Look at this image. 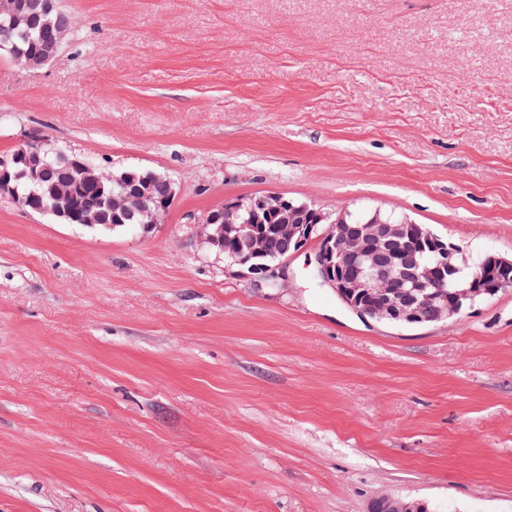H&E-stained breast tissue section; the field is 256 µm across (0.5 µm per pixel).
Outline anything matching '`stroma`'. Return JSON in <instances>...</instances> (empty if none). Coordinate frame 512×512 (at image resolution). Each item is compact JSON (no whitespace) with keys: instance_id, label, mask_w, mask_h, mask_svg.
Wrapping results in <instances>:
<instances>
[{"instance_id":"obj_1","label":"stroma","mask_w":512,"mask_h":512,"mask_svg":"<svg viewBox=\"0 0 512 512\" xmlns=\"http://www.w3.org/2000/svg\"><path fill=\"white\" fill-rule=\"evenodd\" d=\"M0 51V158L37 139L169 178L150 232L0 196V512H512V288L364 319L291 255L204 236L262 193L411 218L512 257V0H60ZM42 0H22L24 11L31 20V27L24 34L18 33L11 27L18 28L22 22L19 14L20 8L15 0H1L0 14L5 13L8 18L0 16V44L5 41L16 42L23 50L32 55L50 56L59 51L57 35L60 30H68L71 23L70 17L58 6L55 0H43L42 9L45 14H50L54 9L51 24L44 25L40 18Z\"/></svg>"}]
</instances>
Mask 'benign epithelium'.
<instances>
[{"label":"benign epithelium","mask_w":512,"mask_h":512,"mask_svg":"<svg viewBox=\"0 0 512 512\" xmlns=\"http://www.w3.org/2000/svg\"><path fill=\"white\" fill-rule=\"evenodd\" d=\"M42 147L36 141H31L21 147L11 158L0 159V193L15 192L10 185L9 169L19 163L34 168L44 161L41 156ZM242 201H227L224 203L226 236L237 240L255 236L258 226L253 224H235L232 217L240 208ZM39 214H51L58 218L69 216L68 205L58 201L41 203L33 207ZM288 236L294 239L295 251L299 252L310 244L316 245L315 273L322 284L333 289L338 298L351 310L366 317L379 321H387L395 325H427L448 319L461 312V308L448 311V297L457 300L474 299L477 296L496 295L500 288L512 278V258L489 253L474 261L472 268L461 271L454 259L460 251V246L439 236L428 228L413 221L406 220L401 224H384L379 218L361 226L346 222L345 215L336 218V223L321 228L319 224H290ZM416 237L428 243L436 260L429 265L413 263L410 268L401 271V282L408 288L406 300L396 304L386 295L385 290H377L378 306L371 312L357 306L351 301L356 292L365 288V283L359 274L364 272L379 283L382 277L377 274L379 245L394 246L404 239ZM232 264L239 267V273L255 279L273 281L275 269L282 267L283 262L276 264L248 265L235 259ZM355 268L356 274L344 275V271ZM453 277V287L456 291L448 294L441 289V284L447 277ZM424 294V299L431 301L437 309L438 317L423 319L416 314L420 307L418 295Z\"/></svg>","instance_id":"obj_1"}]
</instances>
